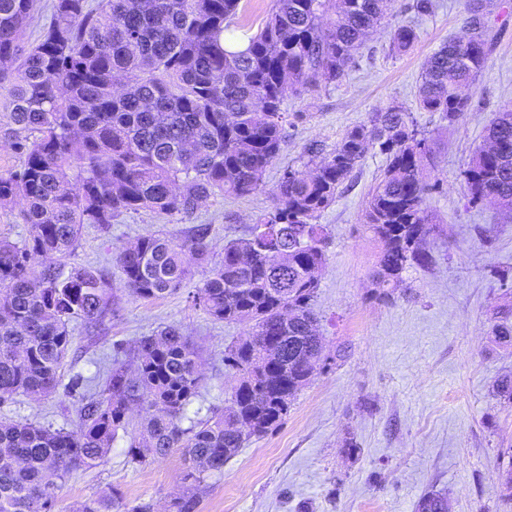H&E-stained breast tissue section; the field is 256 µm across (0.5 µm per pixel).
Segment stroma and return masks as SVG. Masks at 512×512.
Segmentation results:
<instances>
[{
	"instance_id": "1",
	"label": "stroma",
	"mask_w": 512,
	"mask_h": 512,
	"mask_svg": "<svg viewBox=\"0 0 512 512\" xmlns=\"http://www.w3.org/2000/svg\"><path fill=\"white\" fill-rule=\"evenodd\" d=\"M412 2L394 0L388 15L389 25L416 26L412 47L398 52L388 32L373 35L339 81L287 96L288 137L258 191L212 198L188 218L141 211L106 232L85 225L77 249L63 260L110 272L119 248L138 235L180 238L198 224L208 225L218 256L272 206L284 168L298 165L310 145L330 151L348 129L390 107L415 113L433 137L432 176L439 184L428 206L441 226L429 242L435 264L409 269L391 298H379L373 272L380 246L364 211L385 159L368 151L351 187L318 219L328 236L315 299L322 368L275 430L247 439L222 475L204 479L197 512H415L427 492L445 496L448 512H512V486L503 477L512 468V405L492 392L499 377L512 374V349L490 342L493 309L512 295V214L471 207L462 175L499 109L512 102V0L484 2L492 51L474 82L470 110L452 125L419 111L417 87L426 60L448 37L465 35L467 0H437L426 16L414 14ZM204 277L194 269L180 291L153 300L133 298L115 283L117 309L97 337L71 324L63 377L95 375L111 364L113 345L171 325L201 350L205 384L188 407L190 417L204 420L224 409L234 384L224 350L250 329L212 321L195 304ZM77 409L61 391L41 400L18 395L0 405V419L72 430ZM351 441L358 453H349ZM184 470L181 451L134 464L119 440L101 465L62 481L53 512H72L77 502L113 490L128 506L150 503L164 512L184 489Z\"/></svg>"
}]
</instances>
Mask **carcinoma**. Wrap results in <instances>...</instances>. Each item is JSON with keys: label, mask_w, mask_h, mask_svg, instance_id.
<instances>
[{"label": "carcinoma", "mask_w": 512, "mask_h": 512, "mask_svg": "<svg viewBox=\"0 0 512 512\" xmlns=\"http://www.w3.org/2000/svg\"><path fill=\"white\" fill-rule=\"evenodd\" d=\"M241 0H55L40 41L25 46L35 0H0V112L21 144L20 168L0 173V207L25 202L21 242L0 239V403L56 392L72 346L70 324L99 328L116 301L108 273L74 266L36 268L37 257L62 259L82 229L107 230L124 214L193 215L217 195L257 190L287 137L288 92L334 83L354 63L364 39L381 27L390 0H274L265 24L238 40ZM472 0L467 35L452 37L427 60L417 103L450 123L471 105L464 89L486 67L490 42ZM391 29V46L417 39ZM385 167L365 209L381 244L373 280L389 298L413 267L435 263L426 248L435 232L426 168L432 140L410 112L392 107L347 131L325 153L305 151V174L286 168L272 210L210 258L209 228L184 238L146 233L118 250L124 287L138 299L171 294L192 265L206 270L194 300L215 321L251 332L228 346L224 368L236 380L232 403L207 420L188 416L201 383L198 354L173 326L139 338L129 370L119 357L105 375L77 376L78 429L0 422V512H52L57 481L93 468L118 439L133 463L183 451L186 491L168 512H196L200 484L220 475L243 446L237 424L262 436L278 427L297 393L321 369L314 301L326 263L319 214L335 203L366 152ZM464 180L469 203L489 200L512 212V105L499 110ZM493 342L512 347V301L494 309ZM140 421L133 423L130 405ZM120 494L88 499L75 512H120ZM416 512H448L423 494Z\"/></svg>", "instance_id": "1"}]
</instances>
